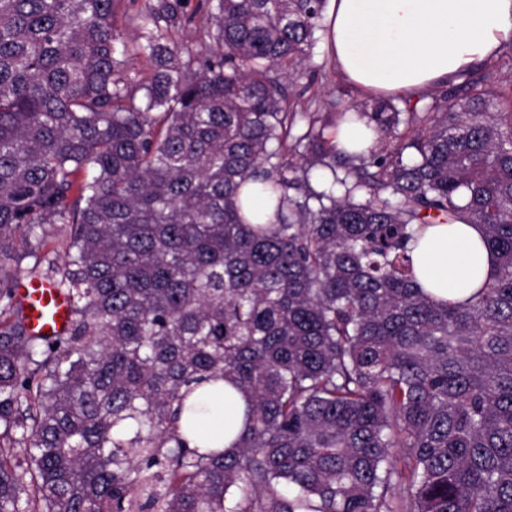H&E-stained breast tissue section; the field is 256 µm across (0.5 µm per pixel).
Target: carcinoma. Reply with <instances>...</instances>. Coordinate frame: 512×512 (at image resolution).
<instances>
[{
	"instance_id": "obj_1",
	"label": "carcinoma",
	"mask_w": 512,
	"mask_h": 512,
	"mask_svg": "<svg viewBox=\"0 0 512 512\" xmlns=\"http://www.w3.org/2000/svg\"><path fill=\"white\" fill-rule=\"evenodd\" d=\"M200 2L0 0V512H512V90L490 66L295 134L328 0ZM349 113L397 144L338 152ZM455 222L498 273L437 302L408 245ZM218 381L246 423L202 453ZM26 302L29 297L37 300L29 310L30 324L34 332L45 336H60L71 322V311L66 298L53 288L38 282L25 283L19 288Z\"/></svg>"
}]
</instances>
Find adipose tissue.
Masks as SVG:
<instances>
[{
	"label": "adipose tissue",
	"mask_w": 512,
	"mask_h": 512,
	"mask_svg": "<svg viewBox=\"0 0 512 512\" xmlns=\"http://www.w3.org/2000/svg\"><path fill=\"white\" fill-rule=\"evenodd\" d=\"M327 43L339 74L361 92L415 95L495 56L512 42V0H330ZM415 281L438 301H461L490 283L495 255L481 225L427 224L410 245ZM202 448H228L245 400L200 404Z\"/></svg>",
	"instance_id": "obj_1"
}]
</instances>
